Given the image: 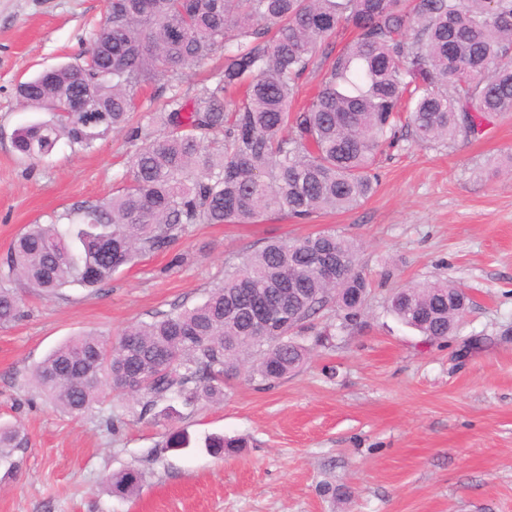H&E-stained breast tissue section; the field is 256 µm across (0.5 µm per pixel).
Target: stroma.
Here are the masks:
<instances>
[{
    "label": "stroma",
    "instance_id": "stroma-1",
    "mask_svg": "<svg viewBox=\"0 0 512 512\" xmlns=\"http://www.w3.org/2000/svg\"><path fill=\"white\" fill-rule=\"evenodd\" d=\"M104 0H0V256L30 224H48L129 178L136 148L112 132L88 151L59 141L38 163L13 149L14 131L46 120L16 97L19 81L73 61L104 19ZM512 115L448 149L402 140L383 160L375 193L356 208L298 224H194L167 255L121 267L100 291L46 300L22 289L19 320L0 326V423L29 437L21 467L0 480V512H512ZM334 229L360 248L371 292L358 325L333 312L332 344L272 386L247 371L224 398L181 408L180 419L101 422L109 404L74 417L51 404L32 371L80 332L112 335L173 307L194 306L224 276V261L273 238ZM449 279L471 305L431 344L398 322L397 288ZM189 449L167 451L169 431ZM244 438L219 458L206 436ZM135 467L136 495L102 481Z\"/></svg>",
    "mask_w": 512,
    "mask_h": 512
}]
</instances>
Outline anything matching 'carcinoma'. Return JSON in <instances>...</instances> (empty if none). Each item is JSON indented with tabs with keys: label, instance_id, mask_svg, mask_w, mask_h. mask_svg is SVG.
<instances>
[{
	"label": "carcinoma",
	"instance_id": "carcinoma-1",
	"mask_svg": "<svg viewBox=\"0 0 512 512\" xmlns=\"http://www.w3.org/2000/svg\"><path fill=\"white\" fill-rule=\"evenodd\" d=\"M354 40L322 49L336 29ZM89 55L19 84L21 102L51 115L16 130L13 148L39 161L63 138L90 149L130 128L141 141L129 181L94 203L80 202L52 224H30L0 259V325L17 319L19 282L48 298L101 288L122 266L168 252L193 224H255L275 215L307 221L353 209L376 189L378 156L404 129L429 146H451L512 113V0H108L105 26ZM224 66L185 84L186 72L215 53ZM330 60L322 86L293 111L299 80L317 54ZM155 87L157 106L129 127L135 98ZM77 91L89 111L67 112ZM67 220L65 226L59 221ZM348 261L339 282L318 256ZM358 245L322 230L224 262V279L200 304L173 308L127 327L116 341L88 332L50 352L33 378L51 403L82 415L103 388L134 399L138 418L176 398L195 406L224 396V378L248 361L273 384L331 344L332 327L298 336L329 306L358 323L370 293ZM274 300L286 322L262 331L255 302ZM469 299L450 281L399 288L389 312L426 339L448 336ZM19 426H0V465L18 467L28 447ZM244 439L213 435L204 447L231 455ZM142 473L106 477L110 493L136 494Z\"/></svg>",
	"mask_w": 512,
	"mask_h": 512
}]
</instances>
